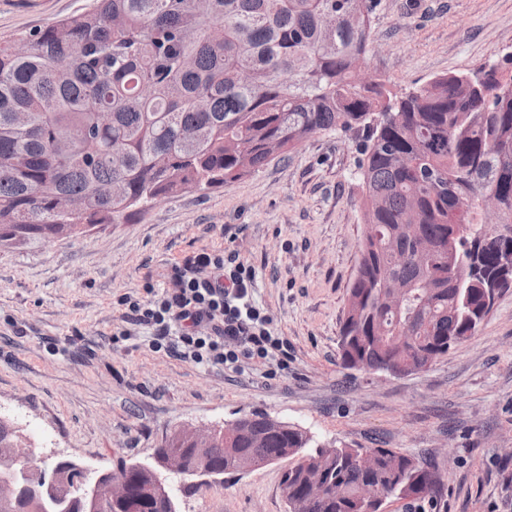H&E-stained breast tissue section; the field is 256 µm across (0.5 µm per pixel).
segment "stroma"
Segmentation results:
<instances>
[{"label": "stroma", "instance_id": "35a3bbf8", "mask_svg": "<svg viewBox=\"0 0 512 512\" xmlns=\"http://www.w3.org/2000/svg\"><path fill=\"white\" fill-rule=\"evenodd\" d=\"M93 0H0V42L83 12ZM370 76L405 90L512 54V0H380ZM357 143L320 132L238 181L151 203L125 224L55 242L0 246V405L43 434L25 447L93 470L149 461L181 428L264 412L322 444L390 448L443 469L429 500L384 512H512V291L476 335L406 377L344 368L337 355L364 233ZM238 254L254 298L288 343V366L207 368L149 346L123 299L170 287L203 250ZM286 462L193 495L179 512H288Z\"/></svg>", "mask_w": 512, "mask_h": 512}]
</instances>
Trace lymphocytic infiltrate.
<instances>
[{"mask_svg": "<svg viewBox=\"0 0 512 512\" xmlns=\"http://www.w3.org/2000/svg\"><path fill=\"white\" fill-rule=\"evenodd\" d=\"M172 285L127 301V316L151 329V345L198 365L287 362L283 338L254 300V274L235 254L203 250L176 265Z\"/></svg>", "mask_w": 512, "mask_h": 512, "instance_id": "1", "label": "lymphocytic infiltrate"}]
</instances>
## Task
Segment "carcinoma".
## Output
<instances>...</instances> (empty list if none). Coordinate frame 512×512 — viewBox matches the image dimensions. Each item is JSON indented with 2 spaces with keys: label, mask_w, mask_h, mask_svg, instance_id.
I'll list each match as a JSON object with an SVG mask.
<instances>
[{
  "label": "carcinoma",
  "mask_w": 512,
  "mask_h": 512,
  "mask_svg": "<svg viewBox=\"0 0 512 512\" xmlns=\"http://www.w3.org/2000/svg\"><path fill=\"white\" fill-rule=\"evenodd\" d=\"M378 0H94L86 11L30 33L26 55L0 43V243L65 238L121 224L136 207L186 189L222 187L267 165L309 135L363 130L358 169L364 224L356 277L339 331L341 363L387 373L404 359L393 342L411 328L413 368L475 336L512 289V236L477 204L495 193L512 225V73L435 78L402 96L360 85ZM425 241L435 260L413 257ZM407 286L400 302L382 282ZM17 431L0 419V462ZM186 452L183 430L162 444ZM324 453L307 431L263 413L224 435L211 463L293 460L288 505L309 481L335 493L306 512H363L362 494L424 500L441 473L412 455L375 448ZM158 473L129 472L131 499L102 512H167ZM0 512H39L26 493Z\"/></svg>",
  "instance_id": "1"
}]
</instances>
